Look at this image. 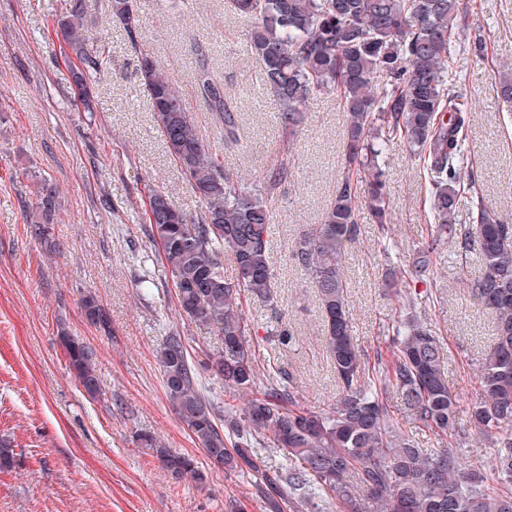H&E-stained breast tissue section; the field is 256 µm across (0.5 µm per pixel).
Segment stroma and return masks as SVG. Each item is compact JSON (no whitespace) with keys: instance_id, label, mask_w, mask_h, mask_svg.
Masks as SVG:
<instances>
[{"instance_id":"1","label":"stroma","mask_w":512,"mask_h":512,"mask_svg":"<svg viewBox=\"0 0 512 512\" xmlns=\"http://www.w3.org/2000/svg\"><path fill=\"white\" fill-rule=\"evenodd\" d=\"M460 3L453 70L473 108L466 156L486 207L512 223V112L502 108L495 82L500 66H512V0ZM66 7V0H0V440L12 456L10 467H0V512H224L231 498L247 512H263L254 477L212 468L166 397L156 358L163 339L179 334L196 356L220 339L179 315L172 283L146 235V186L168 191L189 214L200 207L153 119L135 73L137 55H151L177 79L188 111L226 169L253 178L267 165L289 163L291 177L270 199L275 296H247L243 309L259 365L280 369L299 405L312 410L333 403L336 376L321 335L317 291L289 253L304 226L319 222L346 174V114L336 96L315 99L293 145L285 146L274 119L278 106L258 85L260 64L242 45L248 23L226 15L223 0H140L143 35L135 48L113 24L110 0H85L106 62L89 84L94 110L84 112L74 102L52 28ZM197 42L206 46L225 100L239 114L236 142H225L193 84ZM384 170L391 240L406 266L428 237L429 178L399 146ZM43 178L57 188L62 206L53 253L27 221ZM359 224L345 273L353 339L372 361L396 300L377 229L364 213ZM471 233L465 202L456 237L438 247L431 272L406 280L428 298L448 384L459 399L461 455L478 467L494 447L470 425L468 409L495 325L462 282L482 271ZM461 236L470 239L463 251ZM85 288L96 291L109 314L111 335L85 318ZM284 323L298 336L288 349L276 338ZM62 325L95 349L102 397L90 399L70 372L57 341ZM144 432L194 457L206 482L173 479L138 442Z\"/></svg>"}]
</instances>
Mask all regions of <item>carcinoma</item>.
I'll list each match as a JSON object with an SVG mask.
<instances>
[{
    "label": "carcinoma",
    "mask_w": 512,
    "mask_h": 512,
    "mask_svg": "<svg viewBox=\"0 0 512 512\" xmlns=\"http://www.w3.org/2000/svg\"><path fill=\"white\" fill-rule=\"evenodd\" d=\"M224 12L250 22L247 50L260 63V84L278 102L289 138L300 130L311 100H340L348 116L345 156L364 179L345 175L321 222L303 231L291 252L317 288L338 397L325 410L305 409L283 380L273 378L259 393V365L241 297L273 299L269 198L290 178L288 162L264 169L254 180L224 169L187 110L177 79L150 55L137 57L136 74L168 153L201 209L196 218L168 192L148 190V239L171 277L179 314L219 333L221 345L203 352L200 365L224 381L225 389L248 396L240 413L220 417L198 388L195 359L182 338L171 335L157 360L179 421L214 467L260 476L255 487L264 512H512V224L484 206L464 153L470 108L456 91L451 67L459 0H224ZM111 15L137 46L143 32L138 0H111ZM53 31L74 60L75 98L90 112L87 85L102 68L105 48L88 27L83 0H70ZM195 55L196 89L223 125L224 140L235 142L240 126L225 102L224 84L212 76L202 45L195 46ZM495 80L503 102L512 106V71H498ZM398 142L430 174V237L413 259L415 272L429 270L440 242L455 232L460 198L470 199L484 272L467 288L494 315L496 333L469 419L495 443L487 463L497 476L495 487L486 484L482 469L462 461L457 396L448 386L428 314L416 312V294L407 287L395 291L399 310L387 327V359L370 367L353 342L346 253L360 231L363 209L388 235L389 187L381 161ZM60 207L56 188L41 180L30 223L50 252L56 251L52 230ZM226 248L236 265L233 281L224 278ZM80 304L91 324L111 331L94 291L82 290ZM57 337L84 392L93 399L103 395L93 347L64 326ZM379 379L432 432L436 447L421 448L397 429ZM256 435L286 451L287 465L274 469L254 457ZM138 440L172 477L205 481L193 457L146 432Z\"/></svg>",
    "instance_id": "cac0c4a2"
}]
</instances>
